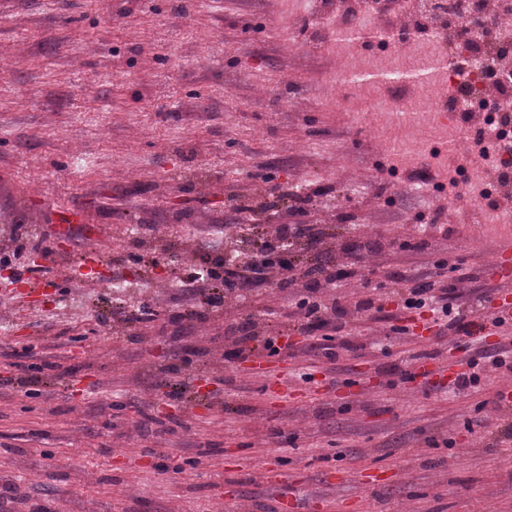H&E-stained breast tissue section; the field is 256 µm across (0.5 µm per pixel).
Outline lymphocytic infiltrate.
Listing matches in <instances>:
<instances>
[{
	"mask_svg": "<svg viewBox=\"0 0 512 512\" xmlns=\"http://www.w3.org/2000/svg\"><path fill=\"white\" fill-rule=\"evenodd\" d=\"M245 231L250 247L242 260L203 252L199 255V266L175 268L176 281L186 289L183 319H207L224 299L241 297L250 291L255 292L260 304L266 299L265 289L289 291L295 301L278 322L272 324L249 315L225 326V358L243 360L261 351L278 354L275 337L296 334L305 339L302 354L323 357L331 363L338 361L336 337L348 335L364 316L382 312L384 306L379 299L368 297L349 308L338 298L328 297V289L335 287L337 281L355 274L351 268H336L332 251L325 246L326 240L335 238V226L249 224ZM388 279L404 308H426L436 313L437 340H444L451 333L474 336L489 324L481 303L463 300L436 274L426 272L418 276L397 269L390 272ZM465 365V372L454 379L459 394L479 386L485 367L511 372L512 342L481 347Z\"/></svg>",
	"mask_w": 512,
	"mask_h": 512,
	"instance_id": "lymphocytic-infiltrate-1",
	"label": "lymphocytic infiltrate"
}]
</instances>
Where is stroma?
I'll return each instance as SVG.
<instances>
[{"instance_id": "obj_1", "label": "stroma", "mask_w": 512, "mask_h": 512, "mask_svg": "<svg viewBox=\"0 0 512 512\" xmlns=\"http://www.w3.org/2000/svg\"><path fill=\"white\" fill-rule=\"evenodd\" d=\"M295 2L0 0V245L32 225L46 249L21 265L55 279L26 308L0 278V487L12 489L0 512H264L280 494L310 512H512V442L486 447L512 421L489 404L512 372L490 367L479 392H449L458 350L411 335L420 315L388 294L394 323L359 324L337 375L283 353L266 380L223 357L224 326L251 301L186 324L171 259L148 269L128 256L138 225L148 250L224 253L225 225L288 223L265 203L298 187L315 196L302 223L335 225L338 262L351 243L382 242L339 282L344 303L388 269L443 259L458 293L498 287L486 265L512 223L479 222L466 196L414 195L410 168L378 152L391 128L376 90L361 89L359 125L326 104L336 38ZM70 206L85 222L66 239L57 212ZM438 208L449 235L430 224ZM413 238L429 248L401 251ZM89 249L109 272L71 280ZM161 285L167 303L129 342L120 308L154 304ZM419 350L445 367L437 385L407 378ZM18 363L31 385L15 383ZM196 374L209 396L193 410L182 385ZM148 415L175 426L140 437ZM474 416L485 427H467ZM269 469L284 481L268 484Z\"/></svg>"}]
</instances>
